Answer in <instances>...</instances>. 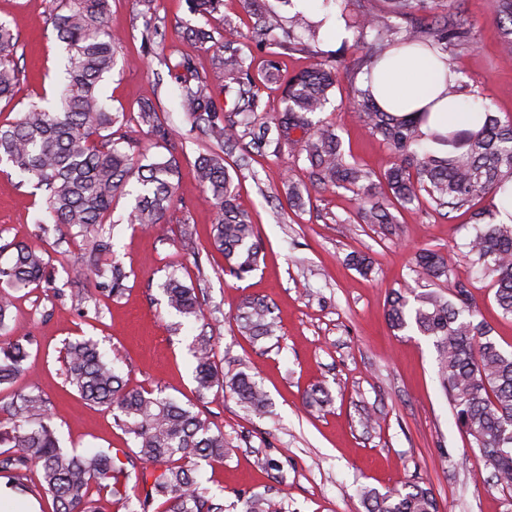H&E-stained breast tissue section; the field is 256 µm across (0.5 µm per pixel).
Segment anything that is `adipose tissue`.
I'll return each instance as SVG.
<instances>
[{
    "mask_svg": "<svg viewBox=\"0 0 512 512\" xmlns=\"http://www.w3.org/2000/svg\"><path fill=\"white\" fill-rule=\"evenodd\" d=\"M452 70L446 61L417 47H404L379 63L372 74L373 92L387 111L404 115L430 109L429 126L444 129L454 117L442 93Z\"/></svg>",
    "mask_w": 512,
    "mask_h": 512,
    "instance_id": "ef3b65f1",
    "label": "adipose tissue"
}]
</instances>
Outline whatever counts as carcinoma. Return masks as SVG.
<instances>
[{"instance_id": "cac0c4a2", "label": "carcinoma", "mask_w": 512, "mask_h": 512, "mask_svg": "<svg viewBox=\"0 0 512 512\" xmlns=\"http://www.w3.org/2000/svg\"><path fill=\"white\" fill-rule=\"evenodd\" d=\"M251 19L248 35L236 28L224 31L223 53L216 69L235 93L233 108L225 110L211 95L208 81L199 76L192 57L181 54L168 64L179 84L181 105L192 129L209 146L195 163V179L211 192L216 219L211 244L224 254L229 274L237 279L251 275L259 265L262 245L250 215L237 204L236 189L224 153L241 146L242 158L262 155L271 143L286 145L308 162L307 181H286L289 208L302 211L311 191L344 188L360 200L358 220L382 230L398 223L394 212L426 192L438 208L448 212L495 198L512 183V120L502 121L483 106V123L477 129L458 130L457 122L445 131H422L430 112L401 116L383 110L368 87L355 92L362 100L356 118L369 134L394 155L383 173L347 160L335 129L317 118L329 102L340 69L336 56L328 55L310 70L285 77L278 62L265 64L264 82L285 84V107L265 116L262 86L252 73V60L241 48L246 38L261 47L274 38L279 16L260 0H243ZM390 17L364 10V0H323V6L341 9L347 28L366 48L358 69L371 72L400 45L422 46L434 55L472 42L471 26L448 0H389ZM111 0H60L51 15L57 39L65 52V93L54 104L31 103L20 117L0 124V162L36 180L44 192V207L55 227L74 232L87 242L86 271L75 270L87 281L111 273L110 293L123 292L125 273L107 268L101 257L111 247L106 235L116 198L129 194L131 181L140 191L129 221L143 229L161 223L177 196L179 176L174 156L153 159L136 150L125 131V114L114 112L99 94L98 86L115 64L121 39L106 24ZM502 20V58L512 59V0H498ZM324 21H312L297 12L288 20V49L318 41ZM18 36L0 23V101L12 97L19 71L12 65ZM444 95L473 103L469 84L459 78ZM138 124L153 136L166 139L156 102L138 101ZM248 142H243L244 138ZM496 210L473 213L475 234L465 258L480 277L491 282L494 299L504 316H512V223H495ZM10 263L0 265V329L6 326L14 293L49 278L50 259L44 250L18 243ZM416 267L429 281L450 285L448 291L428 288L396 290L387 302L390 326L403 330L413 321L432 339L438 374L450 398L458 427L480 453L496 485L512 490V352H503L491 338V328L477 320L473 283L455 277L448 257L423 249L415 255ZM167 304L185 318L198 319L203 310L195 288L172 270L163 285ZM238 332L253 340L278 331L270 307L261 300L242 303L235 317ZM196 365L194 379L199 395L217 387L235 395L247 412L263 415L269 397L255 375L244 370L222 371L213 361L210 339L192 343ZM29 352L19 340L0 344V385L26 373ZM66 380L86 401L112 411L115 423L132 436L133 447L90 456L61 448L55 429L47 422L46 401L31 389L21 391L0 406V478L21 494L25 471L40 470L39 493L51 498L53 512H101L99 498L137 500L140 512L155 503L162 512H224L213 502L198 477L199 463L221 462L230 448L224 432L212 431L200 413L175 399L147 390L130 389L106 360L96 342L71 343L65 355ZM153 468H138L136 461ZM367 512H439L432 488L415 482L406 491L380 493L369 490ZM244 512H283L280 502L265 494L245 501Z\"/></svg>"}]
</instances>
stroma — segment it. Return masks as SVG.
<instances>
[{
    "instance_id": "stroma-1",
    "label": "stroma",
    "mask_w": 512,
    "mask_h": 512,
    "mask_svg": "<svg viewBox=\"0 0 512 512\" xmlns=\"http://www.w3.org/2000/svg\"><path fill=\"white\" fill-rule=\"evenodd\" d=\"M57 2L0 0V23L19 37L13 61L20 72L13 99L0 102V123L13 121L39 98L55 99L64 87L63 52L50 22ZM457 7L472 25L474 40L449 52L448 60L479 101L500 118L512 117V62L500 56L495 2L459 0ZM148 11L165 30L164 39L150 44L144 40ZM201 24L220 36L229 24L246 31L249 17L241 0H224L206 17L192 14L185 0H112L107 25L122 44L101 85L102 97L125 112L129 135L148 156L170 151L179 162L176 205L154 230L130 224L133 195L113 204L106 224L111 249L102 263L124 270L121 295H106L110 282L104 279L97 309H75L70 294L78 280L70 269L85 253V243L68 231L44 228L42 191L0 164V263L10 260L14 244L24 243L45 250L53 271L51 283L15 295L11 330L0 333V342L29 337L31 372L0 386V404L34 385L62 447L90 455L130 445L111 411L88 404L66 381V344L90 338L112 358L128 387L163 390L202 411L212 430L223 431L232 452L224 462L201 464L200 478L224 512H243L255 493L283 500L285 512H365L364 491L401 489L416 481L430 484L440 512H512V491L494 483L470 436L456 424L431 339L412 326L392 330L385 316L392 291L429 285L416 270V251L438 250L452 260L456 278L472 281L481 319L500 347L512 352V318L503 316L490 283L477 279L462 257L473 233V210L446 216L424 194L401 209L398 224L384 235L358 223L359 201L342 188L313 193L305 211L291 210L284 178L304 179L305 163L288 148L268 147L245 166L232 153L226 164L238 203L256 224L263 253L250 277L229 275L211 244L214 201L193 175L206 145L192 131L179 87L164 64L182 53L193 56L215 99L223 100L224 81L213 68L218 46L183 37L185 28ZM336 48L326 38L313 51L273 43L253 50V69L261 71L272 58L288 73H298ZM364 53L361 43L348 40L342 61L347 72L320 117L333 126L349 160L379 173L393 155L353 116L350 73ZM150 95L160 102L159 118L168 130L164 143L136 122L138 101ZM187 229L194 240L190 251L181 245ZM356 253L371 258L375 275L361 276L349 266ZM172 270L196 289L203 319L183 318L168 307L163 283ZM254 297L270 306L279 336L255 341L238 333V307ZM202 334L212 340L219 369L257 370L271 401L267 414L247 413L221 390L198 395L190 347ZM316 386L327 389L332 401L307 407L304 397ZM367 413L377 415L375 428L363 426Z\"/></svg>"
}]
</instances>
